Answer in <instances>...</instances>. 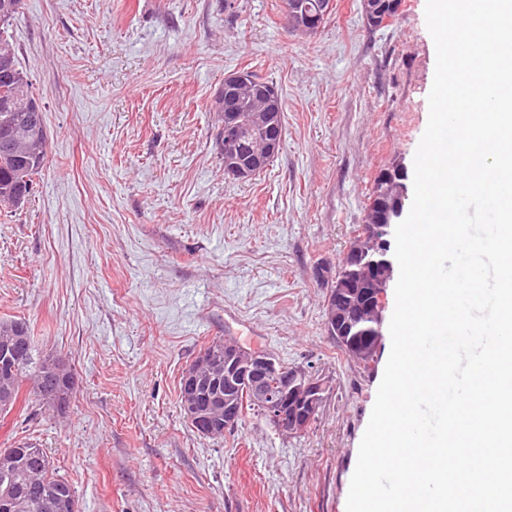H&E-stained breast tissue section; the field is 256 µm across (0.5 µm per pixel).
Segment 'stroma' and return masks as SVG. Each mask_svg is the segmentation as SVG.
Here are the masks:
<instances>
[{
  "label": "stroma",
  "instance_id": "1",
  "mask_svg": "<svg viewBox=\"0 0 512 512\" xmlns=\"http://www.w3.org/2000/svg\"><path fill=\"white\" fill-rule=\"evenodd\" d=\"M426 0L371 29L334 0L316 35L282 0H21L10 32L43 108L46 163L0 215V319L26 321L78 378L66 413L32 401L0 448H45L81 512H346L391 350L346 354L326 283L365 222L374 177L412 165L436 52ZM248 69L281 94L284 141L249 179L224 174L213 107ZM324 383L307 432L249 414L199 437L182 370L216 337Z\"/></svg>",
  "mask_w": 512,
  "mask_h": 512
}]
</instances>
